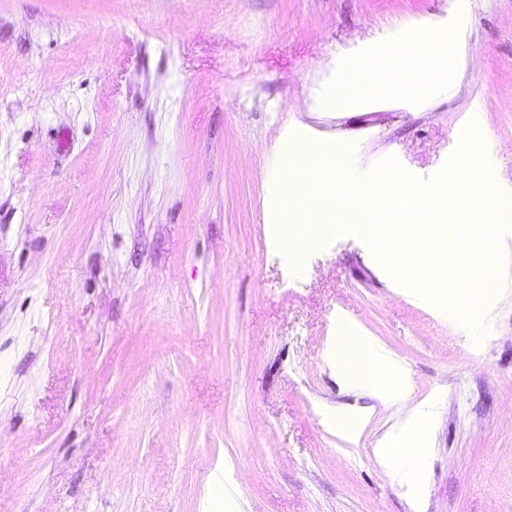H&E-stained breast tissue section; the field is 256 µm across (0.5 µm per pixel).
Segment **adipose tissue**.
I'll return each mask as SVG.
<instances>
[{
	"label": "adipose tissue",
	"instance_id": "ef3b65f1",
	"mask_svg": "<svg viewBox=\"0 0 512 512\" xmlns=\"http://www.w3.org/2000/svg\"><path fill=\"white\" fill-rule=\"evenodd\" d=\"M422 44V37L410 36L405 45L394 49L385 60L363 63L345 74L330 95L328 108L341 111L383 95L414 94L421 90L423 79L445 76L447 68L441 64L439 56L424 54ZM344 342V347L336 354L337 366L360 364L373 387L389 391L394 368L370 356L368 337L348 336Z\"/></svg>",
	"mask_w": 512,
	"mask_h": 512
}]
</instances>
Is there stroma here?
<instances>
[{
    "instance_id": "35a3bbf8",
    "label": "stroma",
    "mask_w": 512,
    "mask_h": 512,
    "mask_svg": "<svg viewBox=\"0 0 512 512\" xmlns=\"http://www.w3.org/2000/svg\"><path fill=\"white\" fill-rule=\"evenodd\" d=\"M418 27L447 80L326 108ZM471 120L512 197V0H0V512H512V231L479 340L358 233L277 239L294 142L431 179ZM342 345L341 351L338 350L335 354L337 366L343 369L350 363H358L373 387L383 392L392 389L394 368L390 363L370 356L367 336H345Z\"/></svg>"
}]
</instances>
